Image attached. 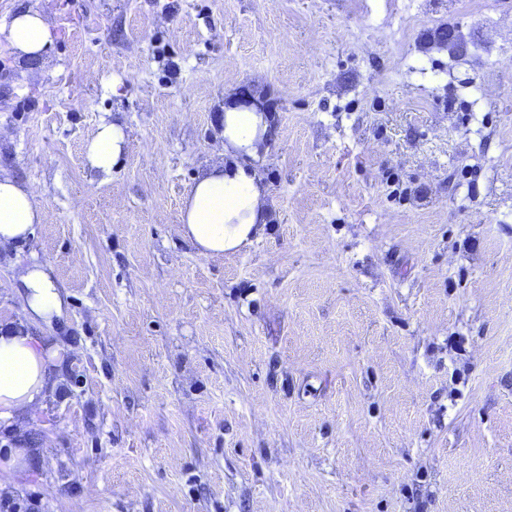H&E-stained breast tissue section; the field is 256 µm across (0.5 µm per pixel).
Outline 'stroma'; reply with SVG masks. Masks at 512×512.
I'll return each mask as SVG.
<instances>
[{
  "label": "stroma",
  "instance_id": "stroma-1",
  "mask_svg": "<svg viewBox=\"0 0 512 512\" xmlns=\"http://www.w3.org/2000/svg\"><path fill=\"white\" fill-rule=\"evenodd\" d=\"M0 167L44 218L0 248L67 292L41 405L0 425L18 512H512V0H0ZM460 29L464 54L437 49ZM260 95L273 208L198 256L185 191ZM118 117L111 175L84 145ZM18 58L38 59L52 41V30L46 16L38 9L28 8L0 20V37Z\"/></svg>",
  "mask_w": 512,
  "mask_h": 512
}]
</instances>
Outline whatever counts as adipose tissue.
<instances>
[{
    "label": "adipose tissue",
    "mask_w": 512,
    "mask_h": 512,
    "mask_svg": "<svg viewBox=\"0 0 512 512\" xmlns=\"http://www.w3.org/2000/svg\"><path fill=\"white\" fill-rule=\"evenodd\" d=\"M0 36L17 57L41 58L52 41L46 16L30 8L0 21ZM224 159L212 164L190 186L181 208L180 233L203 257L239 253L259 241L271 220L268 191L259 160L277 135L258 100L224 108ZM127 135L120 120L101 122L85 149L91 169L111 173L125 153ZM43 211L33 191L0 172V247L33 236ZM16 294L26 324L0 328V422L40 404L58 351L32 326L53 327L65 316L67 295L50 265L33 262L17 275Z\"/></svg>",
    "instance_id": "ef3b65f1"
}]
</instances>
